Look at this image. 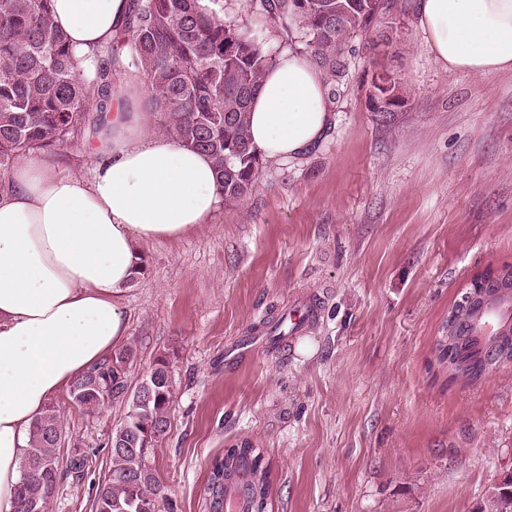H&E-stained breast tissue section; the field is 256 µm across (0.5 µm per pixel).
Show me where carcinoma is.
Returning a JSON list of instances; mask_svg holds the SVG:
<instances>
[{
	"instance_id": "obj_1",
	"label": "carcinoma",
	"mask_w": 512,
	"mask_h": 512,
	"mask_svg": "<svg viewBox=\"0 0 512 512\" xmlns=\"http://www.w3.org/2000/svg\"><path fill=\"white\" fill-rule=\"evenodd\" d=\"M128 22L112 44L95 53L92 76L73 78L79 59L54 23L51 0H0V176L30 153L52 155L76 141L98 137L112 112L122 71L145 81L142 108L183 146L206 153L216 170L222 200L236 202L252 191L262 157L248 136L250 104L263 74L276 62L260 36L224 21V10L200 11L198 0H130ZM255 12L279 23L285 43L301 49L323 71L336 76L345 46L370 25V0H248ZM122 56L124 69L112 66ZM456 332L436 343L437 360L451 364L455 379L476 382L492 372L482 339L473 335L478 309L460 298L451 308ZM124 349L91 368L70 387L72 402L97 411L126 393ZM174 381L166 357L126 398V411L112 432V468L101 483L93 512H156L161 484L146 467L153 443L168 426ZM61 423L47 406L29 431L26 469L14 512H49L62 472L83 475L89 457L80 449L60 457ZM208 512H225L236 494L237 512H267L270 468L248 442L224 449L213 465ZM512 473L491 485L477 512H509Z\"/></svg>"
}]
</instances>
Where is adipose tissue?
I'll use <instances>...</instances> for the list:
<instances>
[{
  "instance_id": "obj_1",
  "label": "adipose tissue",
  "mask_w": 512,
  "mask_h": 512,
  "mask_svg": "<svg viewBox=\"0 0 512 512\" xmlns=\"http://www.w3.org/2000/svg\"><path fill=\"white\" fill-rule=\"evenodd\" d=\"M129 0H52L53 18L82 62L111 42ZM435 63L489 77L512 72V0H415ZM323 71L281 53L249 113L263 158L287 162L316 149L334 114ZM126 75L79 176L29 154L0 184V512H13L29 430L49 401L127 336L119 296L148 241L210 223L221 202L211 158L158 129Z\"/></svg>"
}]
</instances>
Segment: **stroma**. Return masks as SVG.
<instances>
[{"label": "stroma", "mask_w": 512, "mask_h": 512, "mask_svg": "<svg viewBox=\"0 0 512 512\" xmlns=\"http://www.w3.org/2000/svg\"><path fill=\"white\" fill-rule=\"evenodd\" d=\"M389 29L395 42L379 45ZM342 61L321 145L265 161L211 223L144 243L146 271L119 297L128 389L162 356L175 382L146 458L158 512H206L213 462L244 440L270 464L269 512H475L512 472V364L469 384L434 353L470 279L512 266V72L438 67L412 0ZM381 70L404 99L388 125L370 106ZM300 310L288 336L258 328ZM52 403L61 454L92 457L50 512H93L124 405L89 412L65 390Z\"/></svg>", "instance_id": "35a3bbf8"}]
</instances>
